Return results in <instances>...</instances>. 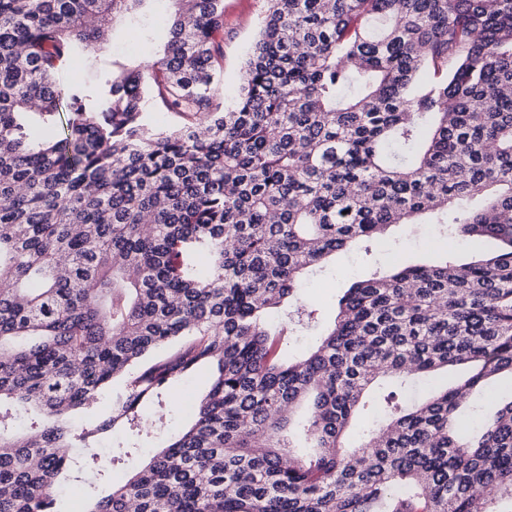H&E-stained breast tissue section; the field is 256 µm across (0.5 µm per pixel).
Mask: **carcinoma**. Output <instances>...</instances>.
I'll return each mask as SVG.
<instances>
[{"label": "carcinoma", "instance_id": "carcinoma-1", "mask_svg": "<svg viewBox=\"0 0 512 512\" xmlns=\"http://www.w3.org/2000/svg\"><path fill=\"white\" fill-rule=\"evenodd\" d=\"M146 2L0 0V512L112 482L93 448L144 447L202 368L88 512H512V0H266L230 104L224 0H170L161 56L64 85ZM422 217L497 248L375 270L284 360L301 274ZM97 64L87 56L74 59L65 73V83L68 85L94 86L97 82ZM211 374L208 369H203L192 377L189 381L177 386L170 393V398L174 402V408L170 412L172 427L181 428L188 424L191 419L192 412L184 406V395L188 393L191 403L194 404L196 398L203 393L209 386ZM153 448H142L139 455L124 458L123 461L112 465V483L118 484L126 481L135 471L147 461Z\"/></svg>", "mask_w": 512, "mask_h": 512}]
</instances>
